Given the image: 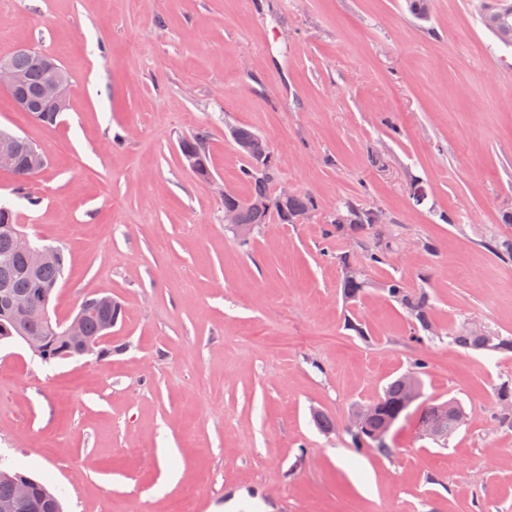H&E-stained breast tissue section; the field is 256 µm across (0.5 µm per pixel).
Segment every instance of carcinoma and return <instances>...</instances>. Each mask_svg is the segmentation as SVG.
<instances>
[{
    "label": "carcinoma",
    "instance_id": "1",
    "mask_svg": "<svg viewBox=\"0 0 512 512\" xmlns=\"http://www.w3.org/2000/svg\"><path fill=\"white\" fill-rule=\"evenodd\" d=\"M407 8L420 21H427L430 18V0H407ZM481 21L503 45L512 47L511 3L507 0L503 3L496 0L481 14ZM41 57L43 52L37 49H31L27 53L16 51L10 56L14 67L24 75L23 84L14 91L15 97L36 96L45 78ZM232 137L239 152L249 159V165L242 169V175L251 187L250 198L260 199L266 203V207L259 211L251 208L248 201L241 200L231 193L224 197V206L233 207L237 211L238 227L242 235H247L250 229L258 224L269 223L273 218L281 224H295L299 217L315 210L313 198L309 195L295 194L287 199H281L278 194L272 192V184L278 176L275 168L272 167L263 174L256 172L255 162L270 153V148L261 135L248 128L237 127L232 130ZM206 140L207 136L203 131L182 140V154L201 180L205 179L210 171L209 157L205 147ZM42 156L43 152L38 150L36 145L23 137L19 138V164L11 169V172L20 184L28 183L45 168L40 161ZM377 215L378 211L374 208H363L347 201L336 205V211L330 216V223L336 226L338 233L347 227L354 231H366L377 225ZM14 228H16L15 212L8 205H0V284L6 282L13 291L26 293L60 281L68 262L64 250L55 249L53 256L37 267L35 275L30 276L24 272L29 262L28 251L14 235ZM384 260L385 252L380 239L373 237L364 244L363 263L366 266L374 267L383 263ZM340 262L344 268L343 294L347 299H356L365 287L363 269L351 266L349 257L346 255L340 257ZM386 292L389 298L398 302L406 310L424 332V336H416L417 341L435 336L428 292L424 290L412 292L398 280L389 281ZM79 309L85 311L84 331L87 336L101 335L103 321L115 318L122 312L117 301L112 300L104 305L98 294L86 297ZM0 336L21 340L27 336L44 337L42 359L46 363L64 358L68 350L67 341L58 337V333L47 325L30 323L15 312H0ZM450 339L464 349L485 352L512 351V337L500 336L493 331L480 328L465 332L454 331L450 334ZM406 394L407 390L400 377L386 386L383 394L375 400L377 411L367 426L350 433L354 447L373 448L385 455L391 452V448L379 445L374 440V435L383 428L395 424L407 411V407L404 406ZM464 413L465 409L461 403L450 400L446 405L442 403L427 405L422 409L420 417L432 422L440 421L441 438L445 441L460 429V418ZM19 477H21L19 472L0 470V502L12 499L14 480ZM31 493L33 502L36 504V509L32 512H63L60 499L43 483L34 482L31 485Z\"/></svg>",
    "mask_w": 512,
    "mask_h": 512
}]
</instances>
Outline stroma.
I'll list each match as a JSON object with an SVG mask.
<instances>
[{"label": "stroma", "instance_id": "obj_1", "mask_svg": "<svg viewBox=\"0 0 512 512\" xmlns=\"http://www.w3.org/2000/svg\"><path fill=\"white\" fill-rule=\"evenodd\" d=\"M477 3L431 0L422 22L406 0H0V57L36 48L70 76L53 126L0 90V129L48 161L23 188L0 170V197L70 256L53 320L94 293L124 309L100 354L0 344V467L64 512H512V430L491 420L512 352L448 336H512V261L491 247L512 240V48ZM238 126L314 198L309 220L229 230L224 193L250 194ZM200 130L209 183L180 149ZM340 201L385 216L386 260L351 301L337 258L363 237L330 235ZM393 279L430 294L433 340L414 341ZM418 357L391 454L355 448L352 410ZM451 399L466 423L423 436L422 407ZM451 341L464 349L485 352L512 351V337L499 336L485 329H469L465 332L453 331L449 334ZM31 479L34 481L31 485V493L36 509L20 512H64L62 503L57 495L43 483L33 478Z\"/></svg>", "mask_w": 512, "mask_h": 512}]
</instances>
